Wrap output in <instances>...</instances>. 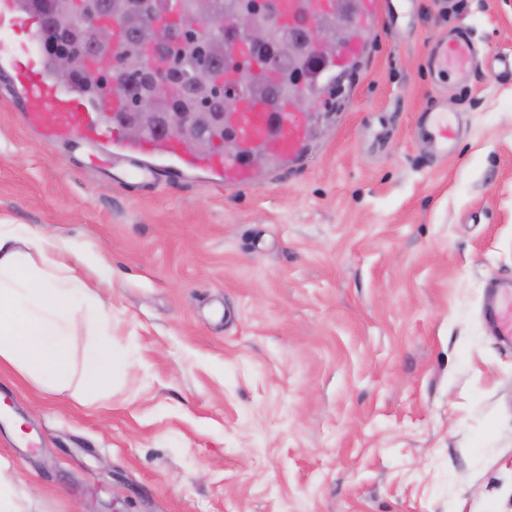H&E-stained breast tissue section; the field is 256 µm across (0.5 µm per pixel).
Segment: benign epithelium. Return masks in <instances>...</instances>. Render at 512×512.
I'll list each match as a JSON object with an SVG mask.
<instances>
[{
  "instance_id": "obj_1",
  "label": "benign epithelium",
  "mask_w": 512,
  "mask_h": 512,
  "mask_svg": "<svg viewBox=\"0 0 512 512\" xmlns=\"http://www.w3.org/2000/svg\"><path fill=\"white\" fill-rule=\"evenodd\" d=\"M163 14L165 22L156 29L155 40L145 46L140 58L143 74L153 87V92L137 100L136 111L120 113L122 123L127 135L138 138L151 132L172 131L179 134L192 148L202 149L205 142L195 140L190 136L192 129H207L211 126H222L235 111L241 99V93L251 88L257 77L254 67L242 63V59L261 54L263 66L274 63L278 57L295 49L304 53H316L331 46L342 47L348 43L347 34L341 29L332 32L320 31L317 22L297 18L289 22L291 27L302 29L304 37L296 43L288 45L269 39L266 30L258 25L253 16L245 13L237 14L228 19L214 15L206 7V0H199L197 12L193 23L204 29L213 31H226V55L237 48L244 49V53L233 57V66L226 70V91L224 106L216 112H172L169 109L168 89L171 85V75L161 66L158 59L163 55L166 43L174 31L182 24L175 14L167 9L166 2H158V14ZM123 21V17L107 7L101 16L84 17L72 29L71 36L77 40L86 39L92 46L89 65L91 73L97 75L104 73L108 76L106 94L127 96L128 83L122 50L115 48L112 35V20ZM54 70L57 81L67 82L75 76V67L72 58L60 52L54 59ZM210 81V72L201 70L194 78L184 82L185 94L197 96L201 94ZM297 93L293 102L302 112H311L316 109L318 100L306 95L303 90V77L295 78Z\"/></svg>"
}]
</instances>
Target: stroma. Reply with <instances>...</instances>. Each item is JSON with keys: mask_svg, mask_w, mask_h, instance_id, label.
I'll return each mask as SVG.
<instances>
[{"mask_svg": "<svg viewBox=\"0 0 512 512\" xmlns=\"http://www.w3.org/2000/svg\"><path fill=\"white\" fill-rule=\"evenodd\" d=\"M378 6L340 108L241 189L46 143L0 66V216L102 267L115 362L89 399L0 365L19 512H512V343L482 312L512 279V80L429 59L452 24L512 53V0ZM426 112L431 113V129L434 137L438 140L441 151L448 153V141L455 139L457 130L454 126L448 125V117L445 112H437V107L432 105ZM446 114V115H445Z\"/></svg>", "mask_w": 512, "mask_h": 512, "instance_id": "35a3bbf8", "label": "stroma"}]
</instances>
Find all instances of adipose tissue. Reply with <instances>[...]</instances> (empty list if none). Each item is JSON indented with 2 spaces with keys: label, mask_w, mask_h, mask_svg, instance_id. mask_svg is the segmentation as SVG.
<instances>
[{
  "label": "adipose tissue",
  "mask_w": 512,
  "mask_h": 512,
  "mask_svg": "<svg viewBox=\"0 0 512 512\" xmlns=\"http://www.w3.org/2000/svg\"><path fill=\"white\" fill-rule=\"evenodd\" d=\"M112 333V313L81 277L59 238L0 219V364L35 384L78 381L87 396L112 385L106 345L86 349L74 361L71 336L79 320Z\"/></svg>",
  "instance_id": "1"
}]
</instances>
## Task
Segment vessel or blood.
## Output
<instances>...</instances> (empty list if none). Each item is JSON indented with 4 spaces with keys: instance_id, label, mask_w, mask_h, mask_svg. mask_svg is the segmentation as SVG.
<instances>
[{
    "instance_id": "vessel-or-blood-1",
    "label": "vessel or blood",
    "mask_w": 512,
    "mask_h": 512,
    "mask_svg": "<svg viewBox=\"0 0 512 512\" xmlns=\"http://www.w3.org/2000/svg\"><path fill=\"white\" fill-rule=\"evenodd\" d=\"M43 21L39 15L21 10L17 0H0V30L15 36L17 46L0 58L12 71L14 84L24 92V112L28 125L38 129L46 139L56 140L78 134L111 144L115 153L130 158H161L178 164L188 172H202L223 179L225 187L242 188L251 182L250 159L266 152L279 160H294L311 138L309 113L297 110L294 103L284 102L270 108L244 97L230 117L239 143L237 154L217 150L198 154L187 149L174 133H148L136 140L128 139L120 121L105 122L103 113L119 114L125 108L122 98L112 101L85 97L52 80L40 50L39 31ZM363 51L361 42L337 49L335 57L323 63L317 79L335 77ZM474 65L472 45L465 40L444 41L434 57L437 70L452 67L468 73ZM495 323L499 336L512 339V280L494 282L485 307Z\"/></svg>"
}]
</instances>
